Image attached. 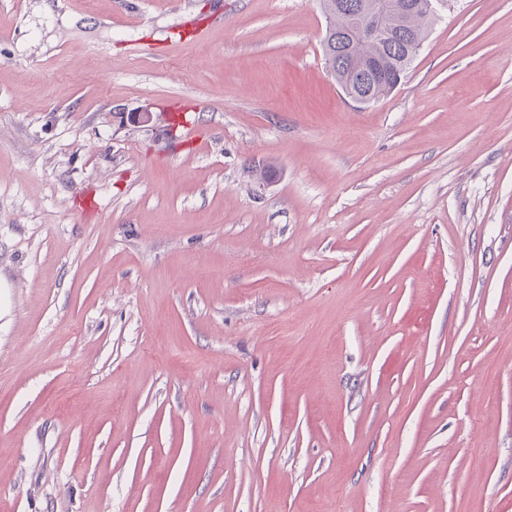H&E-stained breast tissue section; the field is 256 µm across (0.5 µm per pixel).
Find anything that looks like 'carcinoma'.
Listing matches in <instances>:
<instances>
[{"label":"carcinoma","mask_w":512,"mask_h":512,"mask_svg":"<svg viewBox=\"0 0 512 512\" xmlns=\"http://www.w3.org/2000/svg\"><path fill=\"white\" fill-rule=\"evenodd\" d=\"M322 2L329 19L323 39L324 52L339 85H347L352 72L368 63L379 72L369 84L370 99L376 102L392 93L406 76L415 55H410L404 63L399 64L396 59L402 51L401 43L388 47L363 36L351 37L347 30V18L338 7L339 0ZM430 20L431 16L425 12L411 14L397 10L390 17L389 25L395 32L408 33L422 43L427 37Z\"/></svg>","instance_id":"carcinoma-1"}]
</instances>
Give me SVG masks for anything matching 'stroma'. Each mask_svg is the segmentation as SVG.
Wrapping results in <instances>:
<instances>
[{"instance_id":"1","label":"stroma","mask_w":512,"mask_h":512,"mask_svg":"<svg viewBox=\"0 0 512 512\" xmlns=\"http://www.w3.org/2000/svg\"><path fill=\"white\" fill-rule=\"evenodd\" d=\"M326 27L0 0V512H512V0ZM340 0H322L329 24L323 39L324 52L328 63L341 86H347L351 74L363 64H371L378 70V76L369 84L370 99L376 102L392 93L406 76L407 71L417 54H411L403 64L396 59L402 45L399 41L393 46H385L379 42L389 36L382 24L385 14L392 11L393 2L387 0H358L343 2ZM349 7V9H348ZM347 10L350 29L367 37H354L348 34V21L340 11ZM434 15H428L426 12L411 14L409 12L395 10L389 19L390 27L398 35L409 33L414 40L423 43L427 37L428 24Z\"/></svg>"}]
</instances>
